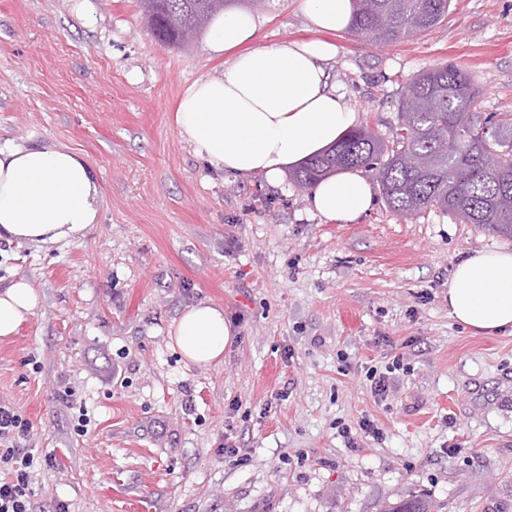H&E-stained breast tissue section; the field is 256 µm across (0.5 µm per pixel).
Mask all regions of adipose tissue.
<instances>
[{"label":"adipose tissue","instance_id":"ef3b65f1","mask_svg":"<svg viewBox=\"0 0 512 512\" xmlns=\"http://www.w3.org/2000/svg\"><path fill=\"white\" fill-rule=\"evenodd\" d=\"M315 39L286 40L248 49L256 33L244 12L216 16L205 43L208 54H232L219 77H201L182 92L175 124L182 140L209 166L280 183L288 167L332 145L357 120L330 82L337 49L328 33L347 31L353 0H301ZM311 210L350 223L368 211L372 183L345 170L327 177L307 196ZM99 213V188L91 164L62 146L0 147V238L52 244L74 237ZM40 296L26 279L0 289V339L17 333L34 315ZM448 314L488 335H512V251H476L460 260L448 280ZM233 329L221 308L200 303L174 321L170 342L188 362H218Z\"/></svg>","mask_w":512,"mask_h":512}]
</instances>
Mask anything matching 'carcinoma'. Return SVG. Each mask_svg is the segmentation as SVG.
<instances>
[{
	"mask_svg": "<svg viewBox=\"0 0 512 512\" xmlns=\"http://www.w3.org/2000/svg\"><path fill=\"white\" fill-rule=\"evenodd\" d=\"M228 0H142L155 37L182 45L224 10ZM349 32L377 45L422 34L443 20L450 0H355ZM479 88L463 69L446 64L425 70L407 85L399 123L387 146L367 127L344 134L332 150L292 173L310 190L344 169L374 172L387 206L405 216L440 210L462 224L512 238V117L493 120L475 111ZM388 512H429L423 498Z\"/></svg>",
	"mask_w": 512,
	"mask_h": 512,
	"instance_id": "obj_1",
	"label": "carcinoma"
}]
</instances>
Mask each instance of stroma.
<instances>
[{"mask_svg": "<svg viewBox=\"0 0 512 512\" xmlns=\"http://www.w3.org/2000/svg\"><path fill=\"white\" fill-rule=\"evenodd\" d=\"M78 2L0 0V145L69 147L101 196L76 238L0 239V285L40 294L0 340V400L32 426L33 512H382L416 495L512 512V335L461 328L447 299L460 259L512 239L380 198L331 222L291 178L212 170L175 108L223 58L160 43L139 0H89L88 19ZM300 2L254 12L255 45L310 38ZM332 40V83L384 143L410 79L438 65L469 72L477 111L512 114V0H451L393 46ZM198 302L234 331L211 366L168 338ZM397 356L374 395L367 369ZM365 417L382 439L350 446Z\"/></svg>", "mask_w": 512, "mask_h": 512, "instance_id": "stroma-1", "label": "stroma"}]
</instances>
